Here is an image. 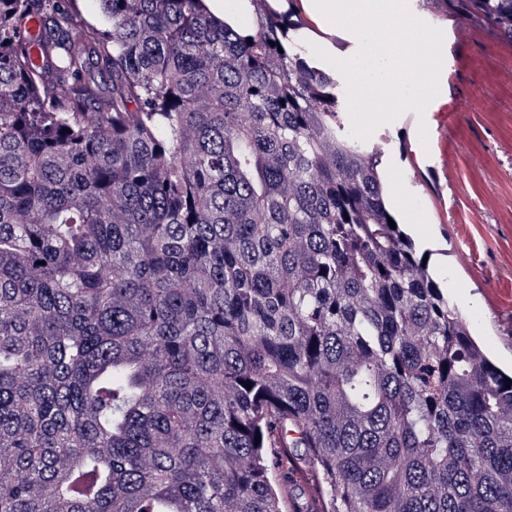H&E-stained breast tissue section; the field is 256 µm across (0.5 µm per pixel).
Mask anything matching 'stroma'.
Wrapping results in <instances>:
<instances>
[{
    "label": "stroma",
    "instance_id": "35a3bbf8",
    "mask_svg": "<svg viewBox=\"0 0 512 512\" xmlns=\"http://www.w3.org/2000/svg\"><path fill=\"white\" fill-rule=\"evenodd\" d=\"M413 12L443 30L448 135L440 154L441 188L417 160L424 149L407 116L370 140L382 152L385 183L399 195L389 209L428 259L476 340L512 368V43L456 12L439 17L422 0Z\"/></svg>",
    "mask_w": 512,
    "mask_h": 512
}]
</instances>
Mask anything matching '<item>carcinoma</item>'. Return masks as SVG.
I'll return each mask as SVG.
<instances>
[{"label": "carcinoma", "mask_w": 512, "mask_h": 512, "mask_svg": "<svg viewBox=\"0 0 512 512\" xmlns=\"http://www.w3.org/2000/svg\"><path fill=\"white\" fill-rule=\"evenodd\" d=\"M99 2L0 0V512H296L278 448L301 512H512V375L300 10ZM459 2L512 41V0ZM75 17L78 21L95 26L104 23L98 0H76Z\"/></svg>", "instance_id": "obj_1"}]
</instances>
